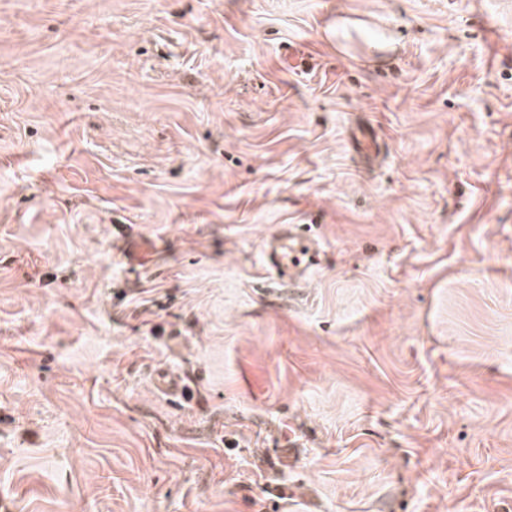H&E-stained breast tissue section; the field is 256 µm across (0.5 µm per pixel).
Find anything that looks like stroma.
I'll return each instance as SVG.
<instances>
[{"mask_svg": "<svg viewBox=\"0 0 512 512\" xmlns=\"http://www.w3.org/2000/svg\"><path fill=\"white\" fill-rule=\"evenodd\" d=\"M0 512H512V0H0ZM298 240L300 247H294V240ZM309 247L301 241L298 235H293L291 229H286L280 236L274 239L267 253V263L270 268L274 269L280 277H288L297 279L296 275H292V270H297L302 264V259L290 254L299 253L302 256L309 254Z\"/></svg>", "mask_w": 512, "mask_h": 512, "instance_id": "obj_1", "label": "stroma"}]
</instances>
